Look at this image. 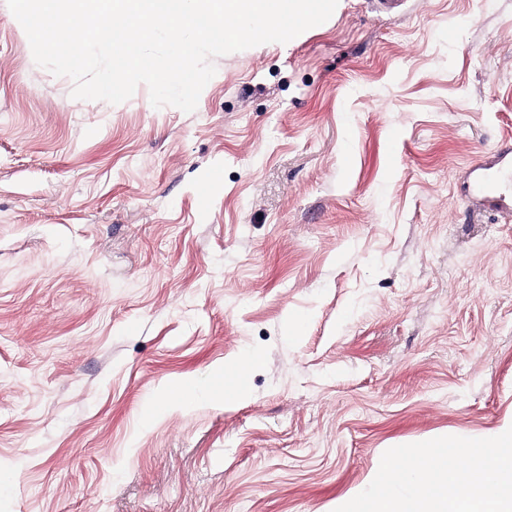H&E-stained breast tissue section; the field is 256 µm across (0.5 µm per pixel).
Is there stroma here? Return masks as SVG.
<instances>
[{
	"label": "stroma",
	"mask_w": 512,
	"mask_h": 512,
	"mask_svg": "<svg viewBox=\"0 0 512 512\" xmlns=\"http://www.w3.org/2000/svg\"><path fill=\"white\" fill-rule=\"evenodd\" d=\"M340 2L186 113L73 98L0 0V512H334L512 427V221L467 195L512 0Z\"/></svg>",
	"instance_id": "stroma-1"
}]
</instances>
